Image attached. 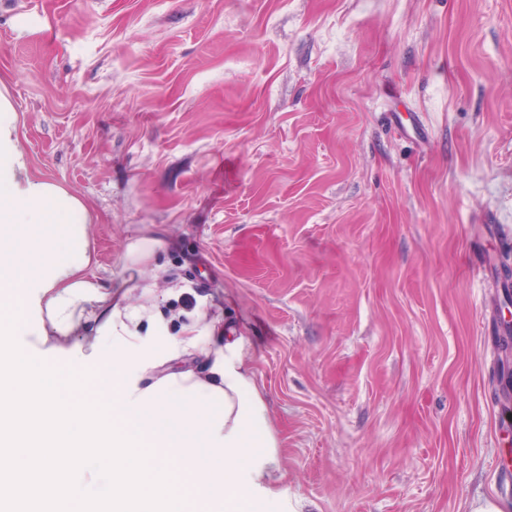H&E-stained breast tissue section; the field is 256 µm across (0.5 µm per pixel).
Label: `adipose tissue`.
I'll use <instances>...</instances> for the list:
<instances>
[{
    "mask_svg": "<svg viewBox=\"0 0 512 512\" xmlns=\"http://www.w3.org/2000/svg\"><path fill=\"white\" fill-rule=\"evenodd\" d=\"M83 201L61 184L30 174L17 142V115L0 83V314L12 311L11 289L30 303L20 325L46 342L78 335L97 323L95 344L112 382L97 388L100 401L115 400L117 426L142 424L155 444L153 466L176 458L181 487L196 512H289L281 439L250 362L245 337L217 338L206 303L186 315L177 333L158 310L157 293L143 285L142 303H116L105 284L86 274L90 260ZM210 361L207 374L184 368L185 356Z\"/></svg>",
    "mask_w": 512,
    "mask_h": 512,
    "instance_id": "adipose-tissue-1",
    "label": "adipose tissue"
}]
</instances>
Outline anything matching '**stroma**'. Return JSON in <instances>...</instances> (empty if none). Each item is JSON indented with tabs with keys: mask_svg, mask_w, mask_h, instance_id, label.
<instances>
[{
	"mask_svg": "<svg viewBox=\"0 0 512 512\" xmlns=\"http://www.w3.org/2000/svg\"><path fill=\"white\" fill-rule=\"evenodd\" d=\"M0 79L88 273L162 238L248 339L304 512L512 504V0H0Z\"/></svg>",
	"mask_w": 512,
	"mask_h": 512,
	"instance_id": "35a3bbf8",
	"label": "stroma"
}]
</instances>
